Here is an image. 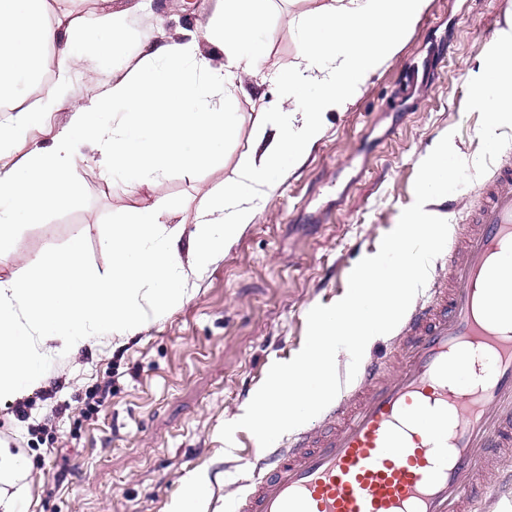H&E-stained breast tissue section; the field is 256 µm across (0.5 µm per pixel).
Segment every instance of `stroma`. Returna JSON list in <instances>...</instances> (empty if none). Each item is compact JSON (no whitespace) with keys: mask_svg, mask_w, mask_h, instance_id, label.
Segmentation results:
<instances>
[{"mask_svg":"<svg viewBox=\"0 0 512 512\" xmlns=\"http://www.w3.org/2000/svg\"><path fill=\"white\" fill-rule=\"evenodd\" d=\"M322 0H272L265 26L276 37L259 69L293 62L299 35L288 16ZM215 0H106L126 15L127 36L110 72L93 54L72 71L70 94L87 102L106 75L138 60L137 44L196 32ZM512 19V0H428L400 48L368 79L303 163L270 194L247 201L254 218L223 255L187 273L189 301L138 334L91 341L51 362L41 388L0 406V448L26 465V512H172L189 479L207 475L213 512L246 479L259 443L245 429L233 446L219 435L238 420L272 364L303 347L307 314L344 295L351 270L377 253L402 210L414 201L420 163L445 134L465 161L480 150V114L467 111L476 59ZM278 91L256 78L232 105L238 133L218 161L175 169L154 188L130 190L106 171L93 141L76 146L71 198L20 225L15 254L0 261V280L20 277L29 262L63 254L82 239L87 259L112 266L104 241L123 210L157 205L170 224H191L206 189L223 183L250 143L252 116L274 110ZM49 112L0 163L33 146L51 145L69 120Z\"/></svg>","mask_w":512,"mask_h":512,"instance_id":"35a3bbf8","label":"stroma"}]
</instances>
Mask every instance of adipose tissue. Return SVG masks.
<instances>
[{
  "label": "adipose tissue",
  "mask_w": 512,
  "mask_h": 512,
  "mask_svg": "<svg viewBox=\"0 0 512 512\" xmlns=\"http://www.w3.org/2000/svg\"><path fill=\"white\" fill-rule=\"evenodd\" d=\"M70 0H0V101L39 80L44 55L57 40L66 49L43 105L14 106L0 121V154L35 126L47 108L66 102L69 75L87 47L101 66L112 63L125 34L119 12L73 15ZM270 0H216L213 16L189 39L145 42L127 74L87 103L70 105L64 132L11 167L0 166V260L13 256L21 222L63 204L75 139H93L105 166L122 170L131 188H152L170 171L215 161L236 130L235 93L255 77L275 37L265 27ZM427 0H322L293 15L298 57L271 77L279 105L256 113L251 147L222 185L207 191L192 231L169 225L163 209L120 213L106 246L112 267L86 261L81 239L63 256L32 263L22 278L0 280V404L39 388L48 363L77 351L96 334L133 336L149 318L189 298L185 263L211 264L252 222L243 204L260 189L274 190L321 138L326 115L342 111L399 48ZM218 45L212 65L202 43ZM67 103V102H66ZM24 465L0 448V512H20L27 495Z\"/></svg>",
  "instance_id": "1"
}]
</instances>
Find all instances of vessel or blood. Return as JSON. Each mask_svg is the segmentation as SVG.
Returning <instances> with one entry per match:
<instances>
[{
	"mask_svg": "<svg viewBox=\"0 0 512 512\" xmlns=\"http://www.w3.org/2000/svg\"><path fill=\"white\" fill-rule=\"evenodd\" d=\"M512 162L431 264L386 357L312 424L259 450L225 512H482L512 459Z\"/></svg>",
	"mask_w": 512,
	"mask_h": 512,
	"instance_id": "obj_1",
	"label": "vessel or blood"
}]
</instances>
